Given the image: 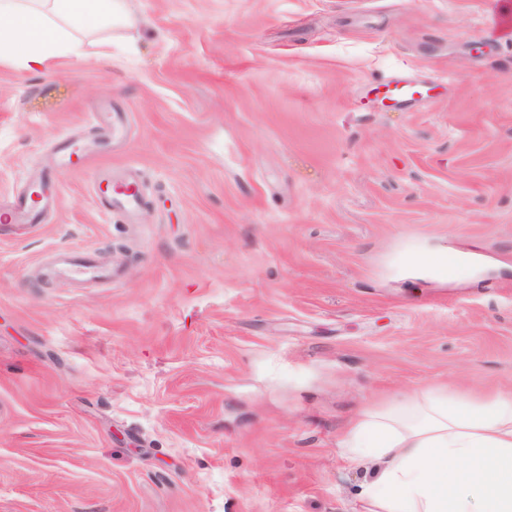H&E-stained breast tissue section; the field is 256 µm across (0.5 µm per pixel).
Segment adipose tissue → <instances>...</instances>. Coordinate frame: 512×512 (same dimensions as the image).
Segmentation results:
<instances>
[{
  "label": "adipose tissue",
  "mask_w": 512,
  "mask_h": 512,
  "mask_svg": "<svg viewBox=\"0 0 512 512\" xmlns=\"http://www.w3.org/2000/svg\"><path fill=\"white\" fill-rule=\"evenodd\" d=\"M119 0H0V64L80 56L72 31L111 18ZM349 466L381 465L370 512H512V392L425 386L364 407L344 430Z\"/></svg>",
  "instance_id": "ef3b65f1"
}]
</instances>
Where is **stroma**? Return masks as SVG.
Masks as SVG:
<instances>
[{"instance_id": "1", "label": "stroma", "mask_w": 512, "mask_h": 512, "mask_svg": "<svg viewBox=\"0 0 512 512\" xmlns=\"http://www.w3.org/2000/svg\"><path fill=\"white\" fill-rule=\"evenodd\" d=\"M501 8L123 0L78 33L89 63L0 65V206L58 188L41 224L0 221V512H368L338 448L361 407L512 392ZM397 72L431 101L386 100ZM62 137L135 163L139 223L59 167ZM66 250L123 276L80 285Z\"/></svg>"}]
</instances>
